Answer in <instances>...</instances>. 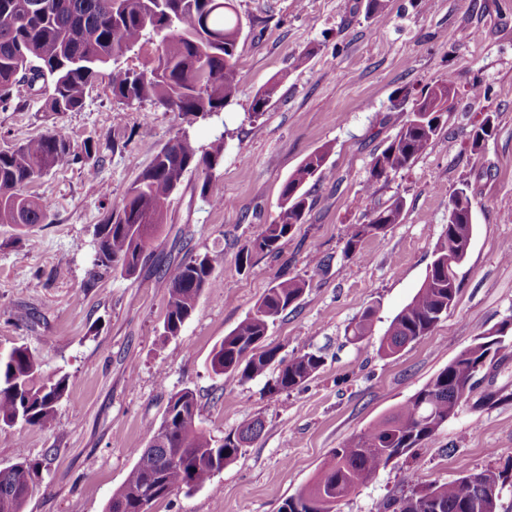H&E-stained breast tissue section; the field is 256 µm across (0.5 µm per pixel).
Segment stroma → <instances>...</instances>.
<instances>
[{"label": "stroma", "instance_id": "35a3bbf8", "mask_svg": "<svg viewBox=\"0 0 512 512\" xmlns=\"http://www.w3.org/2000/svg\"><path fill=\"white\" fill-rule=\"evenodd\" d=\"M236 0L242 19L236 63L239 94L223 122L190 120L150 104L113 101L105 83L90 88L81 111L56 116L42 99L0 112V148L53 127L75 141L121 138L97 177L77 168L28 186L49 199L47 223L0 224V351L24 345L44 377H67L57 419L0 430V468L25 456L39 466L24 512H105L113 493L158 426L171 396L192 389L198 424L223 437L243 418L260 417L261 436L206 485L155 502L151 512H278L309 484L333 449L400 405L474 339L512 318V0ZM305 65H297L301 54ZM452 78L457 99L432 145L404 171L365 184L372 156L406 121L421 90ZM487 90L476 99L473 84ZM276 94L260 119L254 95ZM493 125L480 147L472 134L485 114ZM200 144L216 134L224 162L201 192L197 176L173 194L168 223L139 278L108 272L91 278L94 228L107 207L149 165L154 150L178 132ZM333 145L314 190L313 210L273 256L239 254L279 213L282 186L310 153ZM473 202L474 235L457 271V303L431 335L386 358L378 347L393 318L420 287L459 187ZM223 198V207L211 205ZM402 199L400 223L344 258L348 225L378 205ZM193 236L173 246L178 228ZM209 254L215 285L201 294L180 333L163 334L168 299L157 270L168 257ZM329 267H319L322 258ZM280 275L310 286L284 312L267 342L287 357L318 350L326 363L291 393L274 389L275 371L256 379L214 375L211 352ZM373 330L360 342L346 330L366 309ZM512 388V360L485 375L470 402L407 463L381 469L352 491L338 512H382L386 499L421 483L448 482L486 467L512 466V402L476 407L490 389Z\"/></svg>", "mask_w": 512, "mask_h": 512}]
</instances>
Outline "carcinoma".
<instances>
[{
	"mask_svg": "<svg viewBox=\"0 0 512 512\" xmlns=\"http://www.w3.org/2000/svg\"><path fill=\"white\" fill-rule=\"evenodd\" d=\"M241 21L234 0H0V111L26 106V92L44 99V111L78 112L87 90L112 66L108 86L112 100L134 106L166 103L169 111L203 119L218 115L237 97L236 56ZM158 40L149 66L124 67L121 59L134 49ZM275 86L255 94L251 117L262 116ZM457 91L452 79L422 90L408 119L394 139L371 161L366 190L408 168L437 136L441 117L452 111ZM331 147L308 155L281 190V210L246 244L241 257L251 263L257 254L279 252L295 226L304 222L315 200L307 185L319 176ZM99 141L89 137L75 145L55 127L26 142L0 149V224L31 226L47 221L51 205L25 192L44 176L79 166L97 173ZM224 161V135L207 145L187 133L154 150L149 165L112 204L95 226L94 267L121 270L128 276L146 267L149 248L167 223L170 198L189 174L203 178L200 196L207 197L208 179ZM403 200L376 208L365 224H351L344 254L362 256L367 238L385 236L401 220ZM472 202L459 188L448 205V224L434 249V259L412 300L393 318L380 340L379 353L397 355L408 344L428 336L448 315L459 293L457 267L465 260L473 237ZM213 260L198 255L167 261L161 273L169 294L163 332L175 336L189 319L202 292L214 282ZM309 282L299 276L272 282L252 312L213 350L212 371L250 381L277 369L274 389L290 393L315 377L325 357L304 350L285 359L278 348L265 345L270 325L294 306ZM373 310L367 309L351 327L350 340L360 341L372 330ZM493 351L498 362L512 357V321L505 320L461 351L446 367L389 414L335 448L311 484L284 500L279 512H336L337 504L371 481L379 470L412 457L414 448L432 439L455 417L474 391L471 380L487 365ZM67 390V377L45 379L36 355L18 346L0 353V427L44 426L56 418ZM512 400L507 388L488 390L481 406ZM197 398L185 388L168 401L163 419L147 430L144 448L107 512H149L142 489L156 486L154 500L180 489L203 486L233 463L243 448L263 431L255 417L242 420L220 440L196 424ZM36 466L21 457L0 469V512H23L34 493ZM508 470L487 468L445 483L422 486L385 505L392 512H498Z\"/></svg>",
	"mask_w": 512,
	"mask_h": 512,
	"instance_id": "obj_1",
	"label": "carcinoma"
}]
</instances>
